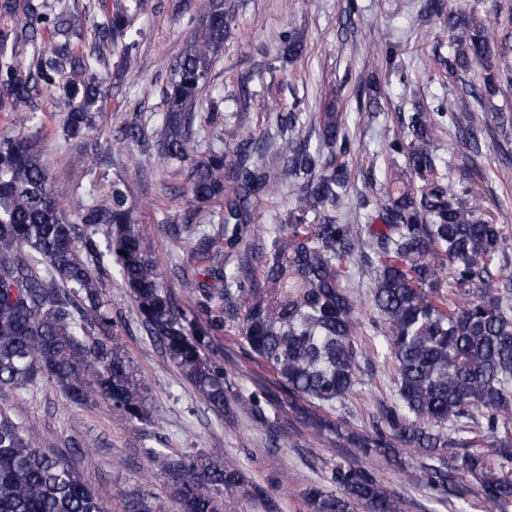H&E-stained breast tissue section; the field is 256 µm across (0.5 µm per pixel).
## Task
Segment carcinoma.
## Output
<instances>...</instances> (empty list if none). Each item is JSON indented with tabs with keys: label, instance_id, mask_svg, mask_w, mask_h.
<instances>
[{
	"label": "carcinoma",
	"instance_id": "1",
	"mask_svg": "<svg viewBox=\"0 0 512 512\" xmlns=\"http://www.w3.org/2000/svg\"><path fill=\"white\" fill-rule=\"evenodd\" d=\"M99 7V40L83 49L70 0H0V109L35 128L0 139V386L26 391L54 381L75 405L102 396L129 423L159 424L105 311L101 274L113 268L147 335L210 406L227 402L224 369L207 353L210 337L233 326L300 427L387 461L407 451L434 491L453 484L454 471L469 475L476 484L463 500L480 502L484 512H512V273L496 264L501 226L475 217L470 188L438 176L432 114L402 119L408 150L388 143L387 154L402 153L405 163L386 178L381 228L365 234L359 224H341L336 203L349 185L343 157L351 145L335 102L319 115L315 146L293 135L300 113H278L272 163L264 160L265 133L245 130L248 101L220 126L213 118L198 123L224 38L237 24L226 0H202L189 38L167 64L164 112L152 136L157 166L175 172L188 164L184 193L220 206L218 223L198 225L189 242L202 279L180 270V300L136 224L124 179H113L102 199L78 196L62 207L43 160L40 117L25 110L54 93L68 105L65 136L83 138L102 111L101 76L112 56L126 70L142 66L131 32L144 0H99ZM419 13L447 19L448 74L483 71L460 103L499 91L495 47L512 33L496 35L485 19L447 10V0H420ZM282 43L291 59L307 48L297 28L285 29ZM116 139L138 144L147 135L132 123ZM284 186L291 204L275 223H258L264 201ZM367 248L397 403L372 429L352 430L330 412L359 382L357 318L345 281L348 260ZM148 452L165 465L175 512H223L221 495L236 493L273 512L267 490L233 458ZM492 456L500 460L494 475ZM327 482L329 489L304 490L312 512H404V500L367 469L338 464ZM109 497L122 499L125 512H162L150 496L89 487L70 462L39 449L29 427L0 411V512H104Z\"/></svg>",
	"mask_w": 512,
	"mask_h": 512
}]
</instances>
